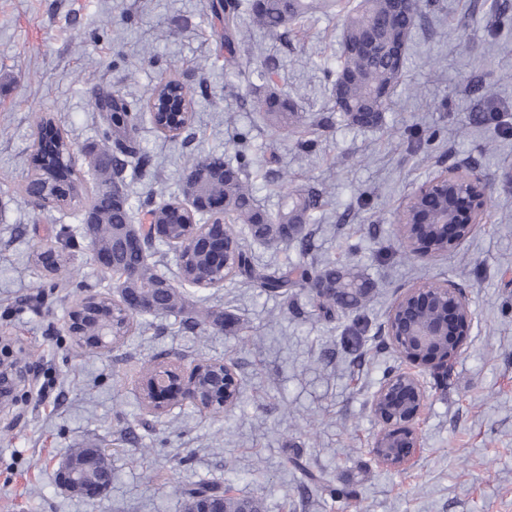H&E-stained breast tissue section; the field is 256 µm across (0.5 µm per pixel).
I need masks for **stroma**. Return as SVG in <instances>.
<instances>
[{
  "mask_svg": "<svg viewBox=\"0 0 512 512\" xmlns=\"http://www.w3.org/2000/svg\"><path fill=\"white\" fill-rule=\"evenodd\" d=\"M211 0H0V343L25 369L0 407V512H184V491L217 482L260 512H512V20L494 0H432L413 29L406 75L381 128L340 120L326 72L336 66L342 16L303 18L287 39L256 30L224 62V24ZM273 74L306 117L316 147L276 132L254 112L257 70ZM183 81L194 121L177 138L143 123L152 159L126 168L133 205L180 197L192 157L234 155L248 141L249 179L277 211L289 187L322 191L324 206L296 242L256 246L264 260L351 258L372 284L367 302L332 319L309 293L294 301L244 277L195 291L240 328L190 329L179 315L137 318L116 347L91 351L70 336L68 315L88 292H112L70 213L32 205L23 184L42 118L65 131L90 173L106 142L94 106L118 93L145 106L158 82ZM445 167H477L492 183L487 224L431 261L408 255L397 233L412 189ZM61 241L69 273H47L34 254ZM463 288L475 312L468 351L452 379L431 390L422 453L398 473L378 465L368 405L397 354L381 335L398 289L421 282ZM178 358L233 363L237 405L219 415L185 406L154 414L141 403L143 366ZM101 449L112 485L93 502L63 491L58 464ZM318 471L342 498L305 486L291 458Z\"/></svg>",
  "mask_w": 512,
  "mask_h": 512,
  "instance_id": "35a3bbf8",
  "label": "stroma"
}]
</instances>
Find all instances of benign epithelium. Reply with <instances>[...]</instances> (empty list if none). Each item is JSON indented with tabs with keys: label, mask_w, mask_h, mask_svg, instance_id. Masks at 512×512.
<instances>
[{
	"label": "benign epithelium",
	"mask_w": 512,
	"mask_h": 512,
	"mask_svg": "<svg viewBox=\"0 0 512 512\" xmlns=\"http://www.w3.org/2000/svg\"><path fill=\"white\" fill-rule=\"evenodd\" d=\"M99 165L107 168L110 180L106 196L122 205L126 194L118 165L105 155ZM489 182L479 171L444 170L421 183L411 192L402 209L399 236L412 253L426 258L446 254L469 239L487 218ZM174 207L194 225L193 233L177 240L167 233L165 224H149L150 237L140 232L115 230L110 233L105 250L96 251L98 264L105 270L118 271L124 287L119 289L120 306L131 317L152 314L158 309L156 293L139 286V270L123 265L130 250L142 252L161 241L176 253L195 249L205 261L202 274L195 281L198 288H214L224 280L213 273L229 270L224 225V200L192 198ZM84 237L92 242L102 236V226L92 218V206L85 207ZM98 300L88 294L69 314L68 331L76 343L93 350L113 347L107 331L111 329L102 314L90 308ZM475 323V313L466 292L448 283L426 282L398 291L383 326L403 366L390 372L374 393L369 411L380 425L371 450L376 461L397 471L410 470L422 450L420 420L429 400L423 377L428 371L443 383L453 374L458 360L466 352V341ZM241 396L234 367L227 362H199L184 372L168 363L149 373L142 388V399L153 411H164L189 403L204 412L232 409ZM103 453L98 448L77 449L60 467L57 482L61 489L87 500L103 496L108 487L87 481L83 473L101 466Z\"/></svg>",
	"instance_id": "obj_1"
}]
</instances>
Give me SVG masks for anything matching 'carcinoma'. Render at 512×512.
I'll use <instances>...</instances> for the list:
<instances>
[{
	"mask_svg": "<svg viewBox=\"0 0 512 512\" xmlns=\"http://www.w3.org/2000/svg\"><path fill=\"white\" fill-rule=\"evenodd\" d=\"M342 0H251L250 16L253 23L265 32L278 35L295 25L303 16ZM429 6V0H415L406 13L392 10V0H358L345 12L339 39V68L334 73L333 96L342 99L345 109L341 116L351 124L377 128L389 108L396 87L401 83L407 57H398L390 52V46L398 41L410 42L416 18ZM224 18V45L229 59H234L235 42L245 37L241 26L240 0H224L221 12ZM375 31L376 51L364 55L357 51L368 30ZM98 110L105 113L107 128L105 135L113 146L131 155L138 156L141 163L147 162V154L136 148L133 134L140 123V113L130 111L127 102L106 94L96 101ZM255 110L264 114L269 126L277 130H288L301 121V115L288 93L270 89L257 98ZM70 142L59 136L49 157L43 160L41 176L49 184L47 196L59 198L58 191L67 186L74 196H83V183L69 164ZM210 163L211 170L200 183L182 184V194L189 198L201 194L224 196V214L232 217L226 226L229 241L238 256L237 271L250 279L263 291L274 295L288 296L294 288H304L309 282L323 278L327 281L330 297L317 300L314 307L325 316L335 307H348L358 303L366 283L359 280L350 269L334 262L291 264L285 268L271 269L259 263L250 248V241L271 242L288 237L287 226L308 224L314 220L321 207V197L313 191L293 189L289 202L275 214L261 207L248 183L247 168L250 160L244 142H239L234 158L207 156L196 158L190 165ZM91 198L98 199L93 217L100 224L120 227L132 222L131 209L112 205V201L99 197L94 189ZM126 262L139 268L142 282L151 284L164 278L158 273L156 264L147 254L130 253ZM161 313H175L185 317L193 325L207 321L217 322L224 313L211 311L198 313L195 301L186 286L173 287L160 297ZM211 493L212 496L232 502L229 490L217 483H201L185 491L189 499L196 494Z\"/></svg>",
	"mask_w": 512,
	"mask_h": 512,
	"instance_id": "cac0c4a2",
	"label": "carcinoma"
}]
</instances>
